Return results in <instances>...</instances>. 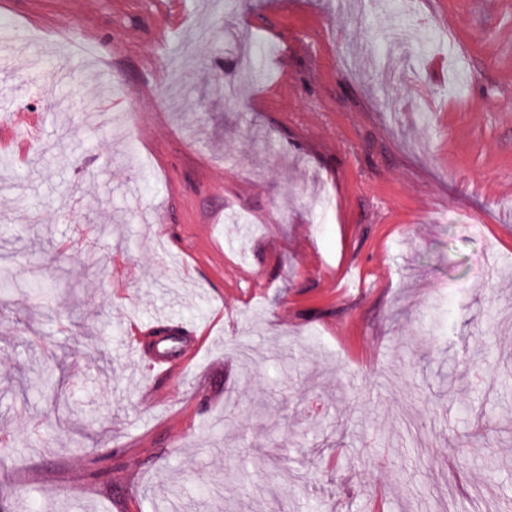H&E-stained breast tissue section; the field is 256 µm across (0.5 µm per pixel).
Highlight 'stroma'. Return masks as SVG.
Listing matches in <instances>:
<instances>
[{"label":"stroma","instance_id":"stroma-1","mask_svg":"<svg viewBox=\"0 0 512 512\" xmlns=\"http://www.w3.org/2000/svg\"><path fill=\"white\" fill-rule=\"evenodd\" d=\"M1 86L0 512H512V0H0ZM196 351V346H186L180 350L176 356L165 354L161 351H156L154 357L151 359L150 366L154 369L156 366L160 367L164 373H175L182 369L186 359ZM181 356V357H180ZM180 357V358H177ZM177 358V359H174Z\"/></svg>","mask_w":512,"mask_h":512}]
</instances>
